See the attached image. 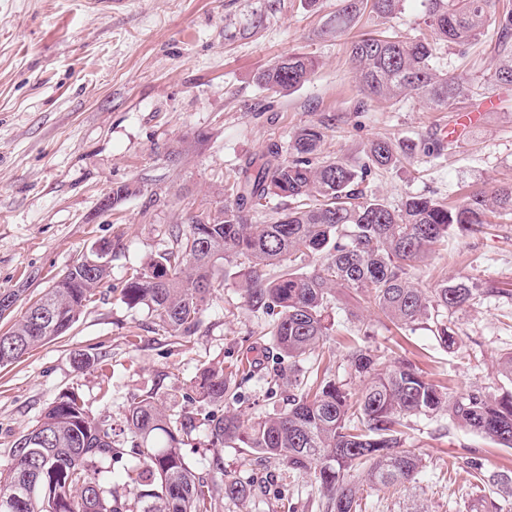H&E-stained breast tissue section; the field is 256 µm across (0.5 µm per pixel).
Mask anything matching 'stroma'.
I'll return each mask as SVG.
<instances>
[{"label":"stroma","mask_w":512,"mask_h":512,"mask_svg":"<svg viewBox=\"0 0 512 512\" xmlns=\"http://www.w3.org/2000/svg\"><path fill=\"white\" fill-rule=\"evenodd\" d=\"M342 0H0V294L17 301L0 332L82 253L112 244L111 276L72 329L21 361L0 368V469L16 439L41 420L61 394L75 391L86 410L120 423L135 397L154 390L184 408L200 370L246 355L262 358V320L235 284L210 300L200 331L177 339L144 307L116 293L131 268L162 251L168 232L222 205L225 187L274 146L287 147L300 128L324 127L319 156L360 167L370 141L432 144L474 105L490 110L464 142L437 157L416 153L401 167L372 173L364 184L391 205L407 195L453 203L471 190L493 191L512 179V87L489 88L496 57L485 39L465 49L440 45L437 67L472 86L468 101L437 110L419 98L379 105L360 92L345 40L325 36ZM356 33L407 39L430 34L424 0H405L390 21L364 15ZM316 63L312 79L276 94L256 75L280 56ZM132 194L104 209L112 188ZM470 276L498 294L453 317L457 343L444 348L430 324L397 331L376 311L337 312L324 351L329 377L352 392L347 353L358 330L366 345L397 348L425 376L452 390L512 391L500 376L512 352V215L492 214L483 231L458 235L418 264L422 288ZM96 362L80 367V354ZM241 415L278 413L281 397L265 394L262 374L243 384ZM409 444L425 466L405 488H379L355 474L359 512H473L494 496L493 474L512 473V449L454 425L447 413L416 417ZM195 466L223 460L228 478L259 482L247 503L223 512H277L288 498L296 512H321L309 476L282 480L245 448H213L206 427L184 447Z\"/></svg>","instance_id":"obj_1"}]
</instances>
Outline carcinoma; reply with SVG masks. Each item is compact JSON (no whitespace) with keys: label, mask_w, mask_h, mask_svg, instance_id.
I'll list each match as a JSON object with an SVG mask.
<instances>
[{"label":"carcinoma","mask_w":512,"mask_h":512,"mask_svg":"<svg viewBox=\"0 0 512 512\" xmlns=\"http://www.w3.org/2000/svg\"><path fill=\"white\" fill-rule=\"evenodd\" d=\"M404 0H343L326 29L341 36L355 28L365 10L391 19ZM431 38L404 41L393 35L362 34L346 46L360 92L369 100L393 103L418 97L437 109L451 108L471 95L469 82L439 75L438 45L464 48L494 25V50L501 61L491 77L512 87V10L500 0H425ZM315 62L290 53L258 76L280 93L307 83ZM323 128L301 129L281 157L274 148L253 162L226 188L228 201L171 230L170 244L147 256L126 277L120 300L144 305L169 336L196 335L202 312L228 280L238 283L251 312L264 318L271 342L266 394L286 379L292 387L284 410L250 423L224 403L238 400V379L251 368L237 360L202 370L195 380L190 411L171 413L155 391L133 399L120 428L89 414L74 393H65L35 429L43 443L14 447L10 466L0 471V512H220L223 500L244 502L255 484L217 479L192 465L182 451L197 423L207 426L211 445L247 448L265 467L283 469L282 478L309 474L318 483L322 512H356L353 473L363 471L380 487L416 481L422 458L407 447L413 417L441 411L460 428L502 448H512V392L491 396L479 389L454 394L426 379L408 360L354 343L348 362L365 378L352 396L328 380L323 345L335 326L339 291H349L355 308H374L396 329L414 332L432 321L441 344L452 348L456 333L448 317L480 304L500 289L469 276L420 288L411 271L454 235L480 232L486 213L512 214V183L487 194L475 191L447 205L409 195L393 207L361 188L375 169L395 168L417 144L396 150L378 139L356 170L339 160H322ZM287 198L262 223L253 213L265 199ZM64 288H50L28 303L19 319L0 334V367H7L67 333L95 291L110 277V266H72ZM309 363L302 371L301 363ZM123 436L129 448L116 443ZM132 453L136 467L123 468V485L135 502L108 490L98 464L122 462Z\"/></svg>","instance_id":"1"}]
</instances>
